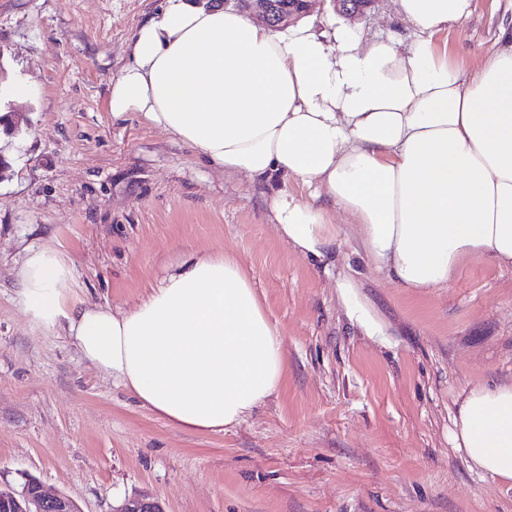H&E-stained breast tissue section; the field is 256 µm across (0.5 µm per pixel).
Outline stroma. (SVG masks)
<instances>
[{
  "label": "stroma",
  "mask_w": 512,
  "mask_h": 512,
  "mask_svg": "<svg viewBox=\"0 0 512 512\" xmlns=\"http://www.w3.org/2000/svg\"><path fill=\"white\" fill-rule=\"evenodd\" d=\"M162 4L0 0V108L22 116L0 146V482L30 474L82 512L141 492L166 512H512V486L470 469L451 442L461 389L512 382V269L472 259L448 287L416 293L375 270L337 212L336 269L324 272L278 236L276 182L224 174L138 114L113 118L111 80ZM307 22L414 39L393 0L354 22L321 0ZM510 25L512 0H472L448 38L481 61ZM41 248L72 259V297L116 310L183 252L236 258L281 331L278 392L221 432L170 425L62 328L31 326L16 272ZM340 271L391 347L351 326Z\"/></svg>",
  "instance_id": "35a3bbf8"
}]
</instances>
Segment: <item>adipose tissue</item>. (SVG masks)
Wrapping results in <instances>:
<instances>
[{"instance_id": "1", "label": "adipose tissue", "mask_w": 512, "mask_h": 512, "mask_svg": "<svg viewBox=\"0 0 512 512\" xmlns=\"http://www.w3.org/2000/svg\"><path fill=\"white\" fill-rule=\"evenodd\" d=\"M416 39L274 29L216 0H167L139 25L113 79L114 118L140 113L208 165L293 181L269 200L282 237L326 261L336 228L317 199L352 219L375 269L414 292L444 288L479 258L512 268V35L466 67L448 49L472 0H395ZM73 262L33 252L17 272L32 324L66 325L82 357L170 424L216 433L280 386L281 333L231 256L191 253L129 312L69 301ZM369 338L386 328L337 282ZM451 437L468 466L512 483V383L462 389Z\"/></svg>"}]
</instances>
